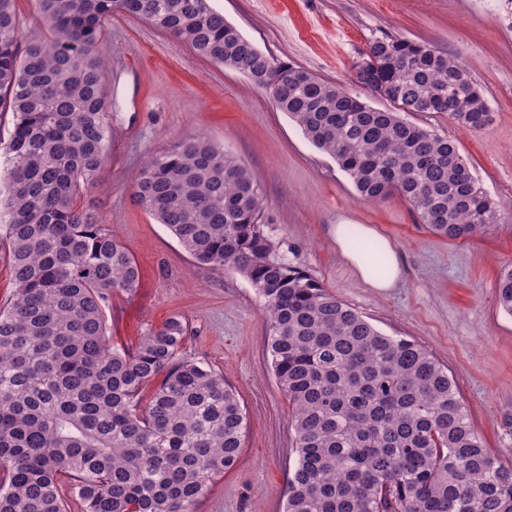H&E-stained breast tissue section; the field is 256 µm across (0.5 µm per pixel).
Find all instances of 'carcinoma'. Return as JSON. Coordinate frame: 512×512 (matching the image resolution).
Instances as JSON below:
<instances>
[{"instance_id":"carcinoma-1","label":"carcinoma","mask_w":512,"mask_h":512,"mask_svg":"<svg viewBox=\"0 0 512 512\" xmlns=\"http://www.w3.org/2000/svg\"><path fill=\"white\" fill-rule=\"evenodd\" d=\"M36 5L46 32L24 38L13 0H0V112L13 116L0 242L15 282L0 306V512H67L64 489L82 512H195L236 465L245 414L222 374L185 356L181 317L132 348L109 342L112 295H135L140 270L77 204L101 183L112 137L99 61L107 19L141 17L246 75L362 199L398 193L453 240L497 223L499 205L455 143L408 115L445 112L477 132L492 120L488 102L454 57L408 39L369 44L371 70L358 83L395 105L378 109L265 55L209 0ZM133 196L198 263L235 270L264 301L297 452L286 512H512V466L484 446L448 371L306 271L270 259L263 202L236 157L205 139L181 142L148 157ZM347 239L385 273L377 243L352 228ZM496 298L512 315L511 264Z\"/></svg>"}]
</instances>
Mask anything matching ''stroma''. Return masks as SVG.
<instances>
[{"instance_id": "35a3bbf8", "label": "stroma", "mask_w": 512, "mask_h": 512, "mask_svg": "<svg viewBox=\"0 0 512 512\" xmlns=\"http://www.w3.org/2000/svg\"><path fill=\"white\" fill-rule=\"evenodd\" d=\"M266 54L304 68L373 107L386 98L355 80L373 38L428 44L455 56L484 92L492 122L472 132L447 114L417 123L453 141L481 186L500 202L499 223L468 240L420 224L402 197L361 201L348 176L313 147L267 91L197 56L144 19L115 13L100 55L112 142L102 184L84 193L138 263L136 295L112 297L111 342L132 346L181 315L188 357L222 373L247 429L237 465L217 478L196 512H285L297 459L288 398L267 348L263 301L236 271L198 264L132 197L150 154L204 138L250 170L262 198L272 258L301 268L388 336L407 337L447 367L488 448L512 463V316L495 282L512 263V0H212ZM366 224L395 247L404 279L366 287L336 250L333 227Z\"/></svg>"}]
</instances>
